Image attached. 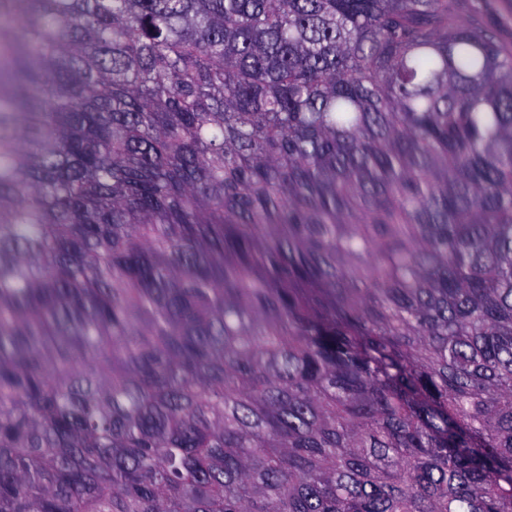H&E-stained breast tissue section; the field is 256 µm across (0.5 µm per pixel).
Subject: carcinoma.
Segmentation results:
<instances>
[{
	"label": "carcinoma",
	"instance_id": "cac0c4a2",
	"mask_svg": "<svg viewBox=\"0 0 512 512\" xmlns=\"http://www.w3.org/2000/svg\"><path fill=\"white\" fill-rule=\"evenodd\" d=\"M457 0H0V512H512V48Z\"/></svg>",
	"mask_w": 512,
	"mask_h": 512
}]
</instances>
